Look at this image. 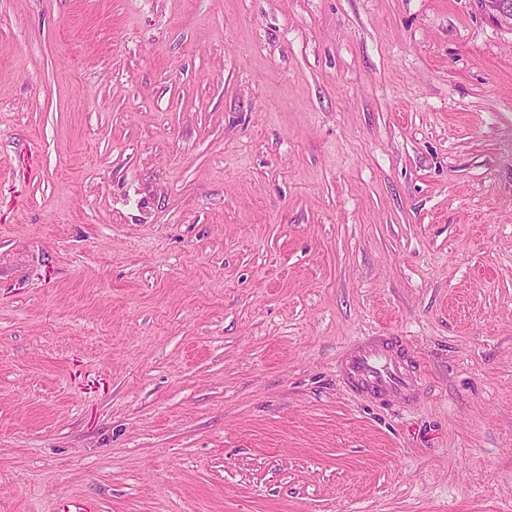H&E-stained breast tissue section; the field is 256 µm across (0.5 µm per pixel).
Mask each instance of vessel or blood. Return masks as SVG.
<instances>
[{"label":"vessel or blood","instance_id":"vessel-or-blood-1","mask_svg":"<svg viewBox=\"0 0 512 512\" xmlns=\"http://www.w3.org/2000/svg\"><path fill=\"white\" fill-rule=\"evenodd\" d=\"M337 373L350 389L383 400L410 401L423 391L420 375L410 371L403 356L381 336L355 341L342 355Z\"/></svg>","mask_w":512,"mask_h":512}]
</instances>
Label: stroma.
<instances>
[{
  "instance_id": "1",
  "label": "stroma",
  "mask_w": 512,
  "mask_h": 512,
  "mask_svg": "<svg viewBox=\"0 0 512 512\" xmlns=\"http://www.w3.org/2000/svg\"><path fill=\"white\" fill-rule=\"evenodd\" d=\"M0 512H512V27L0 0ZM337 373L350 389L381 400L411 401L423 392L421 376L408 369L384 336H361L342 355Z\"/></svg>"
}]
</instances>
